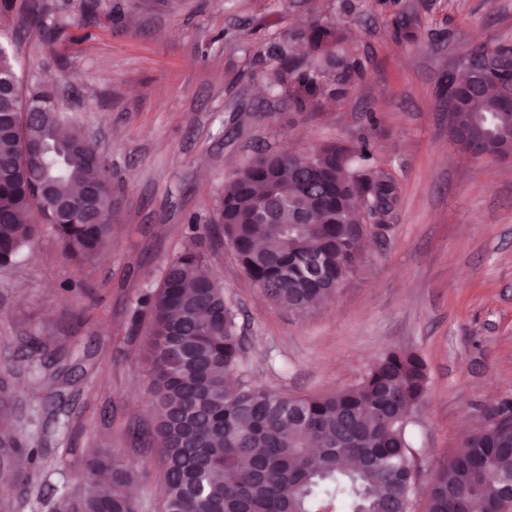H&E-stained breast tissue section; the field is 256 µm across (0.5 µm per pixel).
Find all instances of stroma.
<instances>
[{"label": "stroma", "instance_id": "stroma-1", "mask_svg": "<svg viewBox=\"0 0 512 512\" xmlns=\"http://www.w3.org/2000/svg\"><path fill=\"white\" fill-rule=\"evenodd\" d=\"M0 13L25 86L52 88L98 146L115 189L112 241L66 261L43 230L0 267V501L72 512L86 462L133 463L142 512H164L137 299L188 246L234 303L257 385L293 396L354 385L392 350L419 354L428 393L413 427L421 481L512 404V161H472L448 135V74L472 47L512 43V0H44L54 40ZM361 75L298 112L264 74L313 12L342 19ZM369 141L397 202L365 227L358 264L299 313L245 274L215 218L255 156Z\"/></svg>", "mask_w": 512, "mask_h": 512}]
</instances>
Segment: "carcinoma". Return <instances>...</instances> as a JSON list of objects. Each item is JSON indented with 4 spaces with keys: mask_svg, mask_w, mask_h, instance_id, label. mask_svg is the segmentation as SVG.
<instances>
[{
    "mask_svg": "<svg viewBox=\"0 0 512 512\" xmlns=\"http://www.w3.org/2000/svg\"><path fill=\"white\" fill-rule=\"evenodd\" d=\"M45 6L29 0L28 27L45 32ZM345 40L342 20L311 19L299 33L270 50V90L298 112H313L339 95L359 74L358 60L337 51ZM308 49L301 59L292 43ZM0 266L15 263L49 225L64 256L81 265L109 244L115 201L112 182L96 146L66 122L55 94L23 89L14 52L0 43ZM448 95L464 103L452 140L466 143L463 127L485 139L486 150L512 155V109L494 88H463L448 77ZM42 158L28 153L31 141ZM373 147L330 144L311 150L306 163L287 153H263L234 172L224 190L218 221L233 243L247 276L276 303L304 312L330 295L315 286L306 267L329 262L324 283L347 274V257L363 235L365 192L373 201L395 196L394 187L371 168ZM69 202L56 212L41 188ZM99 187L100 219H82L84 191ZM336 191L337 206L318 209L312 223H295L296 212ZM204 261L195 247L169 260L157 288L137 305L149 316L148 371L155 404L153 440L164 460V512H411L418 494L416 448L410 439L416 407L428 391L423 360L392 351L356 384L336 393L297 397L253 385L243 377L237 313L224 289L199 276ZM489 460L512 475V439L489 426L481 443L462 448L430 478L427 512H452L463 497L465 512H492L501 484L475 467ZM109 481L99 497H82L74 512H139L127 493L137 474L120 454L106 451L86 464L83 478Z\"/></svg>",
    "mask_w": 512,
    "mask_h": 512,
    "instance_id": "1",
    "label": "carcinoma"
}]
</instances>
